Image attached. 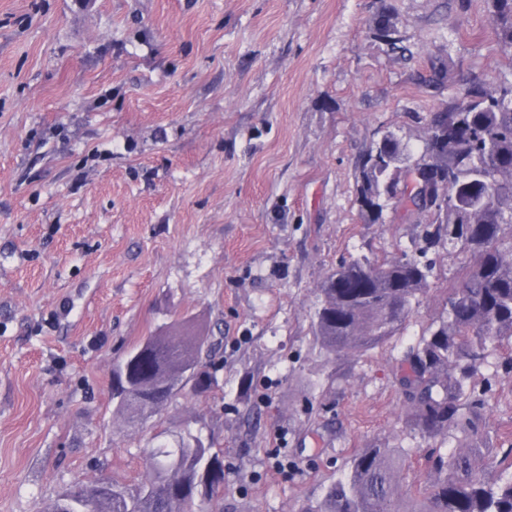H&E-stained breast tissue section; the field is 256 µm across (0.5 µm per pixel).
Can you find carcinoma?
<instances>
[{"label": "carcinoma", "mask_w": 512, "mask_h": 512, "mask_svg": "<svg viewBox=\"0 0 512 512\" xmlns=\"http://www.w3.org/2000/svg\"><path fill=\"white\" fill-rule=\"evenodd\" d=\"M492 22L500 50L512 55V0H491ZM376 35L393 51H403L392 17L383 14ZM446 60L432 64L425 83L448 84ZM373 165L376 146L356 169V201L363 221L384 223L388 208L402 207L423 217L416 240L401 257L352 258L333 270L318 288L314 336L327 355L358 353L395 334L414 312L434 277L427 253L448 244V253L469 254L475 262L416 346L401 359L399 383L409 406L410 427L425 439L450 437L454 448H434L426 457L424 501L406 505L404 448H363L314 504L299 512H512V449L506 467L493 482L481 474L484 455L472 447L477 410L485 400L472 379L489 357L512 351V182L502 175L512 168V81L494 87L473 82L459 88L454 101L424 118V148L419 156L400 138ZM455 160L450 184L424 188L432 198L409 189L425 165ZM185 321L136 345L113 369L112 403L117 413L149 416L172 402L185 388L207 395L217 379L197 372L207 345ZM152 470L148 482L131 489L115 480L103 489L75 484L64 492L87 512H189L199 484L209 486L208 512H223L213 502L224 485L223 453L214 443L189 434L177 448L162 445L144 451Z\"/></svg>", "instance_id": "carcinoma-1"}]
</instances>
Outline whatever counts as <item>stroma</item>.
I'll return each instance as SVG.
<instances>
[{
  "instance_id": "35a3bbf8",
  "label": "stroma",
  "mask_w": 512,
  "mask_h": 512,
  "mask_svg": "<svg viewBox=\"0 0 512 512\" xmlns=\"http://www.w3.org/2000/svg\"><path fill=\"white\" fill-rule=\"evenodd\" d=\"M442 53L454 85L434 89ZM470 79H512L490 0H0V512L137 486L161 431L223 450L224 512H298L373 445L411 449L405 488H424L436 442L405 423L397 361L468 257L432 250L413 315L361 354H320L312 318L337 264L419 233L400 209L362 222L359 157L388 131L420 151ZM177 318L222 337L203 361L220 388L129 425L112 370ZM487 381L493 477L512 373ZM375 34L386 41L392 51H404V48L400 46L401 40L396 37L395 23L392 21V17L387 14H382L376 21Z\"/></svg>"
}]
</instances>
